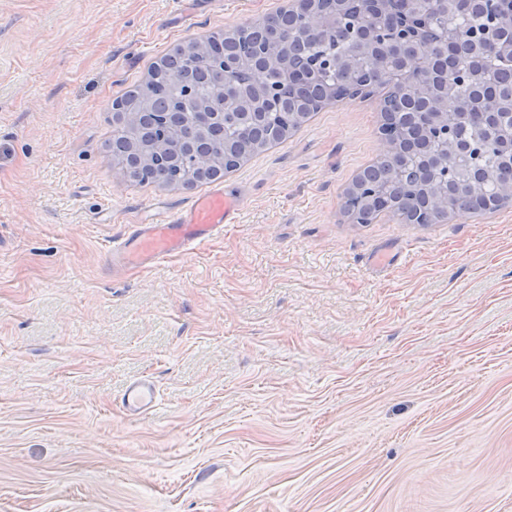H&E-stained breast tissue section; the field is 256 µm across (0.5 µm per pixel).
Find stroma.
Instances as JSON below:
<instances>
[{"instance_id":"stroma-1","label":"stroma","mask_w":512,"mask_h":512,"mask_svg":"<svg viewBox=\"0 0 512 512\" xmlns=\"http://www.w3.org/2000/svg\"><path fill=\"white\" fill-rule=\"evenodd\" d=\"M286 4L0 0V512H512V206L350 223L379 97L227 173L222 233L108 262L209 190L128 181L108 102ZM154 391L152 385L146 382H139L130 387L123 399V405L128 409L137 410L148 403H152Z\"/></svg>"}]
</instances>
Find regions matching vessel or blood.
I'll use <instances>...</instances> for the list:
<instances>
[{
	"mask_svg": "<svg viewBox=\"0 0 512 512\" xmlns=\"http://www.w3.org/2000/svg\"><path fill=\"white\" fill-rule=\"evenodd\" d=\"M236 197L217 188L197 198L188 209L170 215L145 229L135 231L132 242H120L112 256L130 265H142L188 245L202 242L238 221ZM154 399L152 385L140 382L130 387L123 399L126 408L137 410Z\"/></svg>",
	"mask_w": 512,
	"mask_h": 512,
	"instance_id": "b4317fda",
	"label": "vessel or blood"
}]
</instances>
